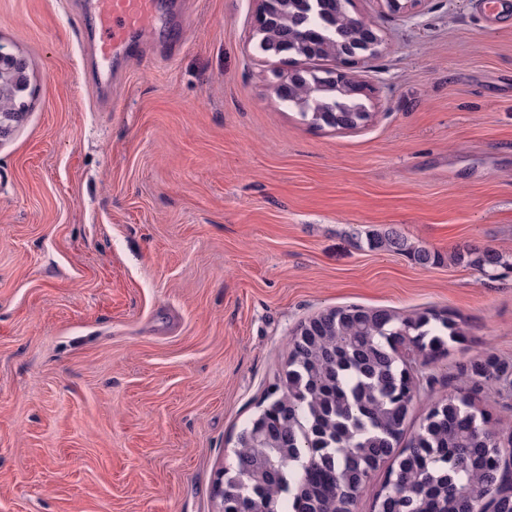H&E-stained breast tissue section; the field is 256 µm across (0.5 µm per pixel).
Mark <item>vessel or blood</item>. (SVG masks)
I'll use <instances>...</instances> for the list:
<instances>
[{
	"instance_id": "b4317fda",
	"label": "vessel or blood",
	"mask_w": 512,
	"mask_h": 512,
	"mask_svg": "<svg viewBox=\"0 0 512 512\" xmlns=\"http://www.w3.org/2000/svg\"><path fill=\"white\" fill-rule=\"evenodd\" d=\"M94 19L84 40L104 79L112 77V59L138 48L153 28L163 22L159 0H83Z\"/></svg>"
}]
</instances>
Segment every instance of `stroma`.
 <instances>
[{
	"instance_id": "stroma-1",
	"label": "stroma",
	"mask_w": 512,
	"mask_h": 512,
	"mask_svg": "<svg viewBox=\"0 0 512 512\" xmlns=\"http://www.w3.org/2000/svg\"><path fill=\"white\" fill-rule=\"evenodd\" d=\"M109 96L70 0H0L28 111L0 138V512H216L243 425L308 318L428 307L466 338L418 367L410 428L474 393L512 432V0H351L383 43L372 118L315 128L275 90L257 0H182ZM394 232L438 266L371 248ZM465 246L502 254L482 273Z\"/></svg>"
}]
</instances>
